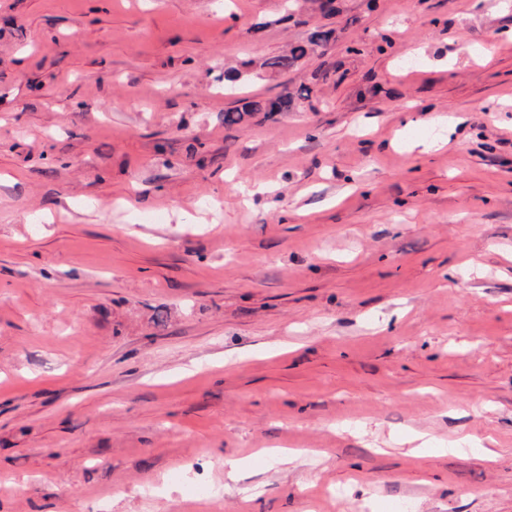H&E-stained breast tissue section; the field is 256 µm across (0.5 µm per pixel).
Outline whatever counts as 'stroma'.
I'll use <instances>...</instances> for the list:
<instances>
[{"instance_id":"stroma-1","label":"stroma","mask_w":512,"mask_h":512,"mask_svg":"<svg viewBox=\"0 0 512 512\" xmlns=\"http://www.w3.org/2000/svg\"><path fill=\"white\" fill-rule=\"evenodd\" d=\"M337 3L0 0V512H512V0ZM337 30L315 27L303 41L288 46L281 54L265 58L259 69L271 73H288L298 69L312 53L327 47L331 41H337ZM319 78L320 75L318 71L314 72L311 79L315 82L309 85H303L298 94L287 92L267 103L261 101H246L241 108L226 111L224 113V123L225 125L240 124L244 121L246 116H250L253 112H291L299 100L309 99L312 96Z\"/></svg>"}]
</instances>
